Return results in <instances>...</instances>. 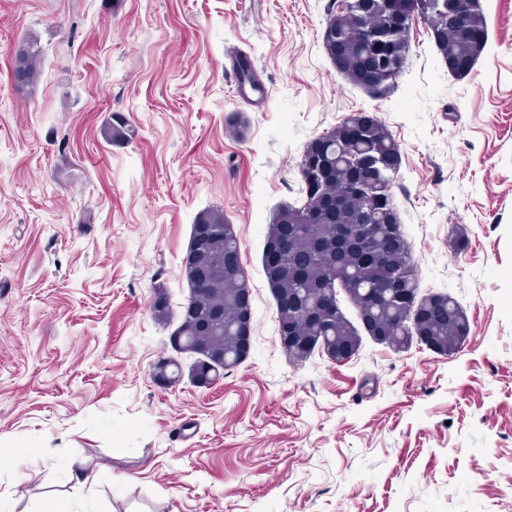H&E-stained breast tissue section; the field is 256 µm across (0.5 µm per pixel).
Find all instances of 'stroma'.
<instances>
[{"label":"stroma","mask_w":512,"mask_h":512,"mask_svg":"<svg viewBox=\"0 0 512 512\" xmlns=\"http://www.w3.org/2000/svg\"><path fill=\"white\" fill-rule=\"evenodd\" d=\"M451 72L424 24L375 96L324 45L329 0H0V500L47 512H512V0ZM36 40L39 82L10 53ZM129 142L101 129L112 113ZM382 120L419 294L470 333L443 356L376 341L346 293L355 356L289 360L263 257L301 206L309 143ZM233 224L252 294L248 356L194 383L170 344L198 216ZM164 291L168 323L150 312ZM181 367L173 385L159 359ZM86 460L83 489L67 464ZM106 140H129L135 136V128L118 112L113 113L107 121L104 130ZM368 125L377 126L386 131L385 127L376 123L373 117L363 113H354L346 116L338 126L341 127L344 139L341 141L343 146L352 144L360 139L362 131Z\"/></svg>","instance_id":"35a3bbf8"}]
</instances>
